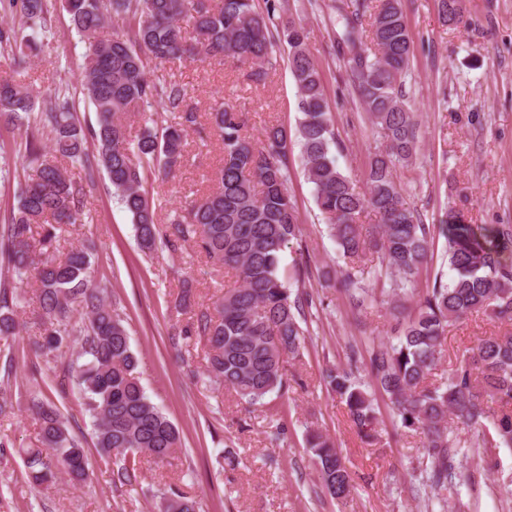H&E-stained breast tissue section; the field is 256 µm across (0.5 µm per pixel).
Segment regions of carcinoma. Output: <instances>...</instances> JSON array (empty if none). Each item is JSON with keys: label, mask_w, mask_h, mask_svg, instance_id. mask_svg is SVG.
I'll return each mask as SVG.
<instances>
[{"label": "carcinoma", "mask_w": 512, "mask_h": 512, "mask_svg": "<svg viewBox=\"0 0 512 512\" xmlns=\"http://www.w3.org/2000/svg\"><path fill=\"white\" fill-rule=\"evenodd\" d=\"M72 24L87 44L82 66V94L95 108L96 125L84 127L75 96L54 88L49 107L33 113L31 93L0 83V117L25 133L27 165L17 205L0 225V264L12 280L0 281V339L15 335L19 323L15 289L36 286L39 303L33 324L35 353L71 351L63 367L59 392H76L80 412L93 426L95 447L112 480L138 484L137 458L163 460L180 447L176 426L146 395L125 320L108 300L107 285L95 276L93 248L57 251L61 227L86 218V189L102 168L134 225L141 249L151 253L157 241L174 246L198 239L206 256L235 273L236 284L224 293L215 313L202 311L188 323L182 340L205 338L210 381L233 390L249 405L263 404L273 393L288 392L285 358L299 354L305 340V308L311 301L291 297L280 280V256L299 233V216L288 194V131L269 126L255 142L241 134V113L220 103L210 113L222 144L217 182L184 215L169 220L171 233L161 237L144 183L150 173L169 174L186 152L188 130L202 134L201 115L187 104L185 84H156L146 76L149 63L224 60L227 55L253 61L248 79L266 80L264 65L276 41L291 49L290 69L298 90L300 113L295 135L304 172L313 186L315 204L330 225L346 271L343 283L355 307L377 295L397 303L415 291L435 240L444 239L448 277L437 276L416 314L388 342L365 343L346 366L326 369L324 382L348 411L370 444L378 440V400L391 408L406 432L423 435L428 465L424 479L448 488L452 449L512 447V333L480 340L445 380L431 376L439 362L448 325L484 311L512 322V225L469 224L450 211L441 224H421L394 179L396 165L409 161L416 138L414 113L406 106L403 87L413 56L401 0H380L369 18L348 11L347 0L329 5L330 22L341 25L337 54L346 58L360 104L386 141L368 163L367 191L361 192L338 166L329 106L321 75L306 48L301 24L283 16L280 0H65ZM24 23L0 27V55L21 67L37 55L38 36L47 32L44 0H22ZM444 21H460L458 0H438ZM191 21L194 39L187 42L181 25ZM117 19L127 33L110 34ZM158 103L173 122L145 128L137 139L127 135L131 112ZM35 132H30V124ZM77 164L85 183L67 176ZM369 208L380 223L362 231L357 220ZM368 262L387 272L371 288L354 281L351 270ZM176 307H191L194 280L179 278ZM82 306L74 318L73 303ZM366 368L373 387L359 381ZM39 424V448H18L29 483L48 486L59 475L83 483L87 456L80 439L56 404L31 398ZM494 412V434L461 438L448 426L452 419L475 424ZM307 445L319 466L323 487L336 501L348 499L352 478L333 442L311 432ZM158 512H197V503L171 489L159 496Z\"/></svg>", "instance_id": "carcinoma-1"}]
</instances>
